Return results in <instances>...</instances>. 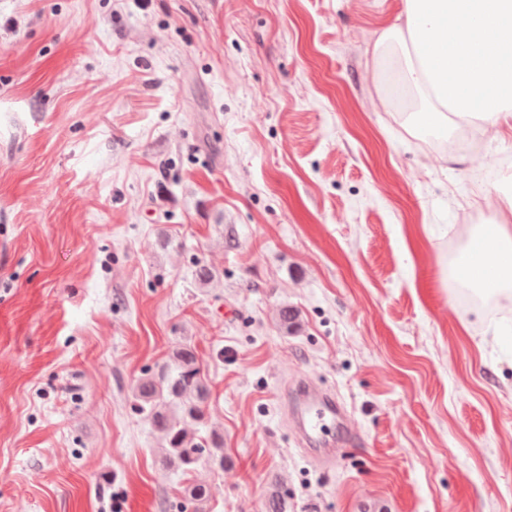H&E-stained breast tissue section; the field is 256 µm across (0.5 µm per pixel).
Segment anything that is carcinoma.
Returning a JSON list of instances; mask_svg holds the SVG:
<instances>
[{"label":"carcinoma","mask_w":512,"mask_h":512,"mask_svg":"<svg viewBox=\"0 0 512 512\" xmlns=\"http://www.w3.org/2000/svg\"><path fill=\"white\" fill-rule=\"evenodd\" d=\"M209 386L189 345L175 348L157 375H145L133 389L134 407L163 439L161 463L184 474L213 460L224 463V437L196 434L189 426L206 420ZM209 498L208 486L192 481L183 489L181 512H199ZM268 512H288V488L268 497Z\"/></svg>","instance_id":"cac0c4a2"}]
</instances>
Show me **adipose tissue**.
I'll list each match as a JSON object with an SVG mask.
<instances>
[{
  "mask_svg": "<svg viewBox=\"0 0 512 512\" xmlns=\"http://www.w3.org/2000/svg\"><path fill=\"white\" fill-rule=\"evenodd\" d=\"M399 48L400 75L417 106L413 129L447 135L458 118L482 130L512 117V0H402L393 26L375 44ZM494 272L493 291L512 296V230L480 226L455 275L483 290L481 269Z\"/></svg>",
  "mask_w": 512,
  "mask_h": 512,
  "instance_id": "1",
  "label": "adipose tissue"
}]
</instances>
